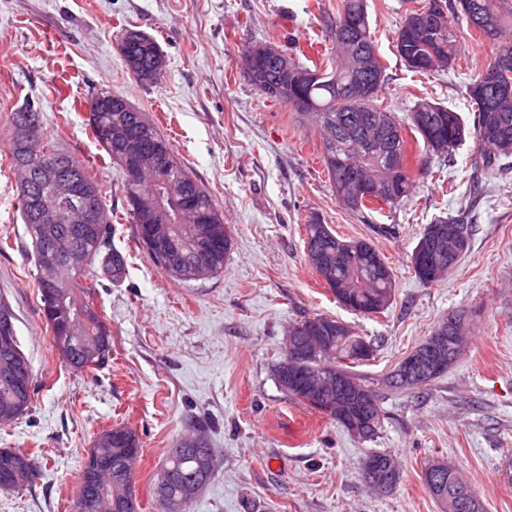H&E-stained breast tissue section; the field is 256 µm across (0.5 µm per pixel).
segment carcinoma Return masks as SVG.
<instances>
[{
  "label": "carcinoma",
  "instance_id": "obj_1",
  "mask_svg": "<svg viewBox=\"0 0 512 512\" xmlns=\"http://www.w3.org/2000/svg\"><path fill=\"white\" fill-rule=\"evenodd\" d=\"M421 10L430 11V27L412 28L411 15L418 9H408L396 38L400 58L416 72H429L453 63L457 56L456 19L465 21L486 38L494 40L501 36L503 20L496 0H424ZM479 18L490 20L489 27L476 23ZM321 23L334 43V57L326 68L322 70L316 65L311 67L291 60L293 69L315 75V78L295 85L303 102L293 100L289 81L279 63L272 60L254 62L258 48L250 47L244 51L241 69L255 68L258 81L252 86L265 97L287 104L300 116L307 112L313 114L328 178L336 197L346 209L361 213L372 200L396 205L408 199L413 190V178L408 167L398 165L399 160L407 159L405 127L395 120L392 113L375 105V98L384 82L382 65L370 70L352 67V59L359 49H376L370 36L366 0H341L340 9L334 14L323 13ZM136 35L150 45L151 50L133 76L140 84L151 85L156 67L166 63L165 55L150 34L138 30ZM494 68L497 69L498 82L512 84L511 43L497 44L493 57L473 82H478L484 72ZM468 96L474 107L471 127L457 113L439 103L427 99L415 103L414 108H421L423 112L419 113L420 121L410 119L411 131L421 137L423 149L444 155L472 137L488 165L512 155V98L500 99L494 84L484 86L478 95L470 91ZM115 97L112 111L95 112L93 117L86 119L94 140L105 151L109 161L119 167L124 134L145 121L148 123L146 146L158 152L160 165L165 169L164 186L148 173L139 181L121 177L126 200L130 201L126 215L131 223H137L139 210L156 207L159 195L171 210V220L155 225L159 237L170 242L168 256L160 257L150 249L147 255L157 267L180 281L198 279L203 268L208 269L212 276L223 272L233 241L211 195L181 165L170 144L148 121L145 113L124 111L122 101L126 97L119 93ZM10 120L14 126L23 122L29 125L49 151V159L80 179L97 207L106 211L107 188L89 175L83 164L54 145V133L43 125L38 109L31 105L20 108L11 113ZM379 120L388 122L389 132L386 138L377 142L370 137V132L372 125ZM9 156L13 169L22 164L31 167L33 187L40 188V161L30 159L23 144L16 139L10 145ZM182 195L194 199L195 211H173V201ZM18 202L35 255L41 302L48 304L43 290L49 283L65 295L66 308L61 311L60 319L67 323L70 339L57 349L65 364L73 370L96 369L110 359L112 334L107 319L95 307L93 291L99 286V276L94 269H100L106 279L117 280L125 272L127 258L115 249L103 252L110 231L108 224H98L88 238L74 240L76 259H71L66 253L54 252L56 243L69 237L71 225L53 224L54 235L46 237L42 235L41 225L33 223L28 196L19 193ZM437 223L459 232L460 255H465L471 235L468 225L443 219ZM305 231L306 254L314 253L330 261L324 282L339 304L361 315L381 313L389 306L394 295V277L389 267L380 270L372 263L378 251L370 242L360 239L358 243L362 248L354 256L338 258L336 251L343 240L331 227L314 218L305 225ZM53 252L56 253V262L50 266L48 256ZM312 321L323 322V343L316 353L301 356L302 365L333 380L358 383L353 368L356 363L373 355L372 343L340 321L324 315L306 317L299 324L304 326ZM33 395L32 391L14 392L0 384V413L5 409L14 410V415L6 418L8 422L21 417L29 410ZM344 413L345 418L336 420V424L344 428L351 419L371 421L359 436L363 441L372 439L380 428L382 410L378 400L370 406L349 398L345 402ZM205 448L209 449L205 473L202 472L200 452L187 445L185 439L176 440L167 450L164 470L169 473V484L163 495L158 487H153V494L164 512H189L193 498L186 496V489L201 479L206 484L212 479L216 453L208 443ZM129 450L140 453L141 441L135 432L120 426L104 429L95 438L82 470L89 472L101 463L109 462L112 477L107 484L108 497L112 500L128 498L131 500L128 512H140L133 489L136 463L125 464ZM434 463L440 467V485L436 489L430 487L428 491L439 502L443 512H484L474 489L454 465L443 459H436Z\"/></svg>",
  "mask_w": 512,
  "mask_h": 512
}]
</instances>
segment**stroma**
<instances>
[{
    "label": "stroma",
    "mask_w": 512,
    "mask_h": 512,
    "mask_svg": "<svg viewBox=\"0 0 512 512\" xmlns=\"http://www.w3.org/2000/svg\"><path fill=\"white\" fill-rule=\"evenodd\" d=\"M338 0H0V299L13 311L35 395L29 411L0 426V448L37 454L32 484L0 489V512H71L82 465L97 434L123 426L141 442L134 489L141 512H159L153 483L186 431H205L218 450L215 474L189 512H441L423 471L447 459L487 512H512V165L483 167L474 139L448 157L413 149L411 197L357 214L336 197L318 135L283 102L265 98L237 61L255 44L330 61L323 13ZM422 0H367L385 81L376 103L408 124L428 98L472 122L467 87L494 50L459 25L458 58L427 74L410 71L395 39L406 10ZM158 41L166 66L141 85L116 48L122 30ZM123 94L167 139L212 195L232 250L216 276L180 283L141 250L116 167L85 124L92 92ZM39 106L56 145L109 187V247L128 255L120 280L94 302L112 332L98 369H69L53 345L36 283L35 257L18 205L8 146L11 112ZM320 218L337 235L365 239L395 279L387 310L363 316L339 305L310 267L305 226ZM471 225L468 252L444 279L422 284L411 255L427 224ZM470 310L460 360L423 389L400 393L383 377L448 313ZM322 314L371 341L355 366L377 384L383 419L362 441L278 387L289 325ZM397 459L402 478L379 494L362 479L373 452Z\"/></svg>",
    "instance_id": "obj_1"
}]
</instances>
